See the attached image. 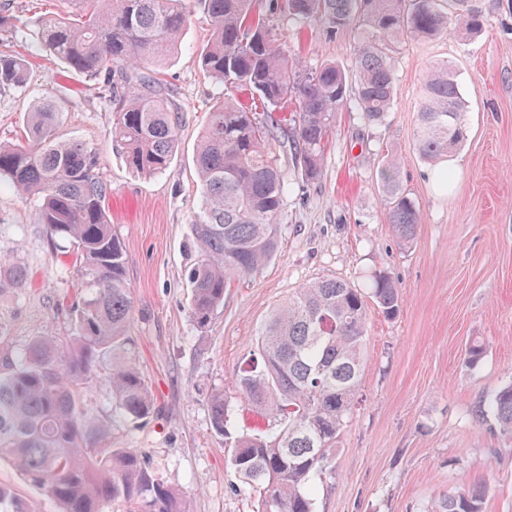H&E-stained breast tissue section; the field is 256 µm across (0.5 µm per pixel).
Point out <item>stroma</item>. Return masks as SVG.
<instances>
[{"label": "stroma", "mask_w": 512, "mask_h": 512, "mask_svg": "<svg viewBox=\"0 0 512 512\" xmlns=\"http://www.w3.org/2000/svg\"><path fill=\"white\" fill-rule=\"evenodd\" d=\"M474 4L483 16L480 33L393 45L394 98L383 123L366 124L352 108L338 112L315 179L274 146L290 183L280 248L258 273L233 280L223 307L199 329L190 318L188 274L197 260L191 226L202 206L193 152L216 91L198 63L206 21L193 18L166 68L183 111L175 158L166 171L144 177L131 172L112 140L100 82L65 71L38 48L30 21L58 12L59 0H0V13L15 19L13 29L0 31V44L30 63L24 87L0 89V142H22L28 112L52 96L62 136L101 156L112 226L126 252L133 343L124 355L142 372L154 410L139 422L113 413L107 359L85 398L110 427L108 447L149 458L190 512L256 508L211 426L209 397L223 389L236 430L266 429L233 377L256 351L268 314L311 280L361 286L382 268L404 302L392 320L369 310L359 399L327 469L312 478L315 512H431L463 480L486 487L484 512H512V441L476 416L482 400L512 377V0ZM277 31L305 69L329 60L354 66L358 27L334 34L320 22L284 16ZM444 60L456 66L468 127L446 191L413 148L422 78ZM387 155L398 158L400 183L420 214L410 245L399 243L382 201ZM35 211L33 198L0 183V256L32 274L26 287L0 291V352L17 354L33 337L69 329L63 306L79 286L75 258L52 248ZM476 340L485 353L472 365L465 352Z\"/></svg>", "instance_id": "stroma-1"}]
</instances>
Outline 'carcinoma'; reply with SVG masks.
<instances>
[{"instance_id": "carcinoma-1", "label": "carcinoma", "mask_w": 512, "mask_h": 512, "mask_svg": "<svg viewBox=\"0 0 512 512\" xmlns=\"http://www.w3.org/2000/svg\"><path fill=\"white\" fill-rule=\"evenodd\" d=\"M65 10L38 17L40 48L70 72L103 80L114 106L112 137L129 168L141 176L167 170L177 151L181 109L157 72L178 54L185 30L200 14L211 34L199 48L203 74L218 88L197 141L194 165L203 198L192 224L200 256L188 276L190 315L208 326L224 305L233 278L262 270L276 254L289 183L271 152L293 151L305 177L323 164L336 112L352 105L369 124L382 122L393 101L395 70L388 55L401 39H432L453 29L482 27L472 0H63ZM317 18L330 32L363 28L356 76L330 61L313 71L288 53L273 20ZM118 78H112V75ZM27 59L0 50V88L21 87ZM244 89L258 105L240 101ZM295 101L293 128L283 108ZM465 103L447 62L427 72L414 149L436 163L466 138ZM60 108L47 96L27 118L28 142L0 144V181L36 198L35 223L54 245H69L79 261L81 294L71 308L70 334L39 336L20 358L0 357V460L44 487L59 512H103L121 500L129 512H188L181 493L165 483L147 457L108 448L109 425L93 416L85 385L96 364L130 343L132 292L127 259L112 230L99 153L58 132ZM383 159L382 193L389 223L404 244L420 223L414 201ZM0 288L31 280L19 263L0 259ZM403 294L391 272L376 271L368 288L319 278L278 304L258 331V359L234 376L254 411L277 423L272 435L234 434L224 390L212 392L211 424L224 437L227 462L257 512H315L313 475L325 470L358 402L365 361L369 305L387 319L399 315ZM114 411L144 420L153 395L137 366L114 361L109 375ZM500 435L512 439V379L480 407ZM484 491L466 480L448 490L435 512H483ZM0 512H34L29 500L0 484Z\"/></svg>"}]
</instances>
